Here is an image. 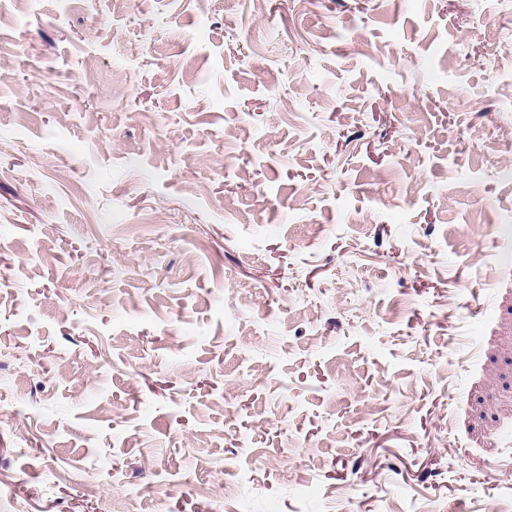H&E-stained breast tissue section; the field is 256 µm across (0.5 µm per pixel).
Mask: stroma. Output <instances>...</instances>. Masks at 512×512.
<instances>
[{
	"mask_svg": "<svg viewBox=\"0 0 512 512\" xmlns=\"http://www.w3.org/2000/svg\"><path fill=\"white\" fill-rule=\"evenodd\" d=\"M508 141L512 0H0V512H501Z\"/></svg>",
	"mask_w": 512,
	"mask_h": 512,
	"instance_id": "stroma-1",
	"label": "stroma"
}]
</instances>
